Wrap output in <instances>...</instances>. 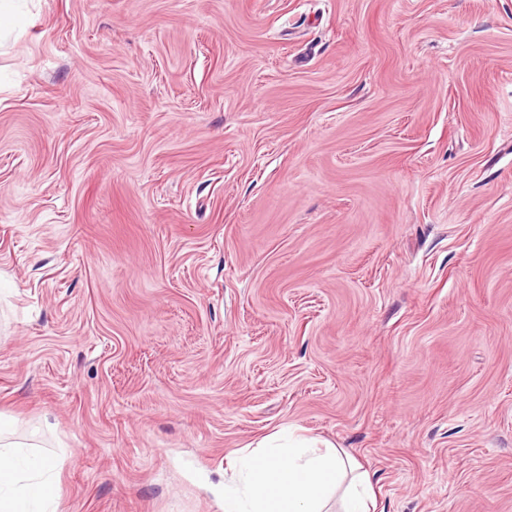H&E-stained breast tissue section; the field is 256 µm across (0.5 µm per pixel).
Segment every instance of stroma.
<instances>
[{"label": "stroma", "instance_id": "stroma-1", "mask_svg": "<svg viewBox=\"0 0 512 512\" xmlns=\"http://www.w3.org/2000/svg\"><path fill=\"white\" fill-rule=\"evenodd\" d=\"M7 5L0 415L59 512H221L288 426L512 512V0Z\"/></svg>", "mask_w": 512, "mask_h": 512}]
</instances>
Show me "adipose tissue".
<instances>
[{
    "mask_svg": "<svg viewBox=\"0 0 512 512\" xmlns=\"http://www.w3.org/2000/svg\"><path fill=\"white\" fill-rule=\"evenodd\" d=\"M0 421V512H58L55 465L33 458ZM224 487V512H374L368 472L329 442L294 431L266 436L240 457Z\"/></svg>",
    "mask_w": 512,
    "mask_h": 512,
    "instance_id": "adipose-tissue-1",
    "label": "adipose tissue"
}]
</instances>
